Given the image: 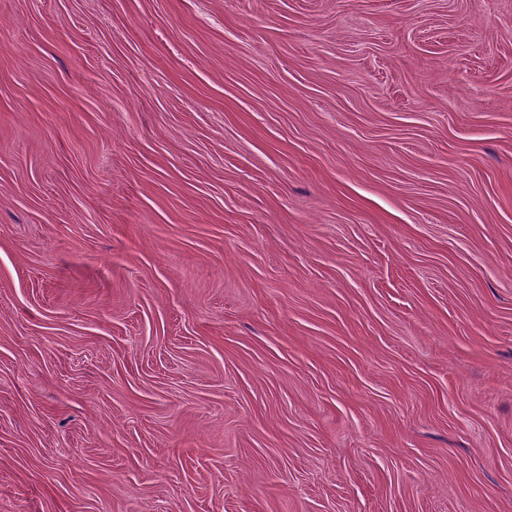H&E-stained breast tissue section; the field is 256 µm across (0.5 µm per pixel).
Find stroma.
<instances>
[{
	"label": "stroma",
	"instance_id": "stroma-1",
	"mask_svg": "<svg viewBox=\"0 0 512 512\" xmlns=\"http://www.w3.org/2000/svg\"><path fill=\"white\" fill-rule=\"evenodd\" d=\"M0 512H512V0H0Z\"/></svg>",
	"mask_w": 512,
	"mask_h": 512
}]
</instances>
